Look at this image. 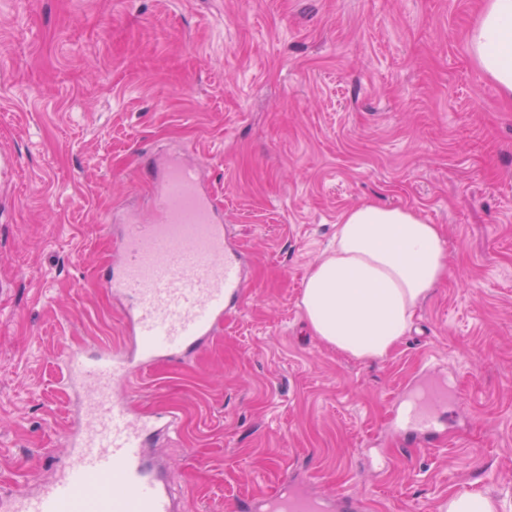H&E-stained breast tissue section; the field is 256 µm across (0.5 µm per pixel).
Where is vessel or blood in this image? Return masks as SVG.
Returning <instances> with one entry per match:
<instances>
[{
	"mask_svg": "<svg viewBox=\"0 0 512 512\" xmlns=\"http://www.w3.org/2000/svg\"><path fill=\"white\" fill-rule=\"evenodd\" d=\"M150 217L126 215L118 258L104 280L124 306L131 346L87 357L67 352L62 377L80 398L76 425L63 434L66 462L28 491L0 495V512H176L165 478L145 452L148 435L172 427L173 412L138 415L116 387L160 362H176L212 334L238 306L246 287L243 258L231 230L203 187L202 167L175 161L159 168ZM439 388L405 423L431 442ZM276 512H330L311 495L275 498Z\"/></svg>",
	"mask_w": 512,
	"mask_h": 512,
	"instance_id": "1",
	"label": "vessel or blood"
}]
</instances>
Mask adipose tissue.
I'll use <instances>...</instances> for the list:
<instances>
[{
    "mask_svg": "<svg viewBox=\"0 0 512 512\" xmlns=\"http://www.w3.org/2000/svg\"><path fill=\"white\" fill-rule=\"evenodd\" d=\"M482 72L512 96V0H487L469 33ZM448 271L438 225L415 211L363 203L346 210L333 247L304 280L313 336L365 361L386 357Z\"/></svg>",
    "mask_w": 512,
    "mask_h": 512,
    "instance_id": "obj_1",
    "label": "adipose tissue"
}]
</instances>
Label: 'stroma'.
I'll return each mask as SVG.
<instances>
[{
	"mask_svg": "<svg viewBox=\"0 0 512 512\" xmlns=\"http://www.w3.org/2000/svg\"><path fill=\"white\" fill-rule=\"evenodd\" d=\"M481 0H0V490L65 459L67 350L130 343L104 286L105 227L150 216L149 159L182 153L249 286L201 354L123 387L171 410L149 444L182 512L311 474L360 512H439L458 491L512 512V100L466 32ZM364 201L439 225L448 276L384 359L309 333L304 279ZM444 377L443 443L395 403Z\"/></svg>",
	"mask_w": 512,
	"mask_h": 512,
	"instance_id": "obj_1",
	"label": "stroma"
}]
</instances>
